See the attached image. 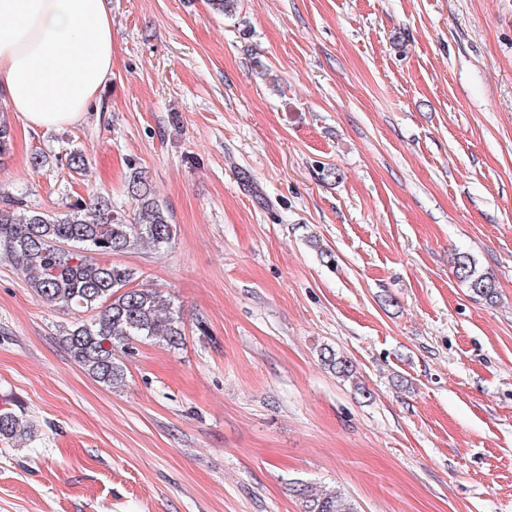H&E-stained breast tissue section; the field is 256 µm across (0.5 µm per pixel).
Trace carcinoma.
Returning <instances> with one entry per match:
<instances>
[{
	"instance_id": "1",
	"label": "carcinoma",
	"mask_w": 512,
	"mask_h": 512,
	"mask_svg": "<svg viewBox=\"0 0 512 512\" xmlns=\"http://www.w3.org/2000/svg\"><path fill=\"white\" fill-rule=\"evenodd\" d=\"M127 192L136 202L134 217L98 195L78 199L61 213L49 214L14 196H0V257L7 259L32 291L45 303L75 315L62 330V342L73 360L94 380L117 387L126 366L116 358L134 341H159L171 348L183 343L180 311L155 288H135L139 272L130 266L103 263L100 257L128 252L141 244L156 250L167 247L176 225L172 214L156 198L149 176L135 168ZM455 275L475 296L492 301L495 281L466 253L454 261ZM321 360L336 376L351 380L357 389L353 364L328 347ZM31 436V426L11 409H0V440ZM302 512H358L340 490H317L303 482L290 483Z\"/></svg>"
}]
</instances>
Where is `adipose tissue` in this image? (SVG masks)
Returning a JSON list of instances; mask_svg holds the SVG:
<instances>
[{
  "label": "adipose tissue",
  "instance_id": "ef3b65f1",
  "mask_svg": "<svg viewBox=\"0 0 512 512\" xmlns=\"http://www.w3.org/2000/svg\"><path fill=\"white\" fill-rule=\"evenodd\" d=\"M111 77L107 0H0V94L26 125L78 123Z\"/></svg>",
  "mask_w": 512,
  "mask_h": 512
}]
</instances>
